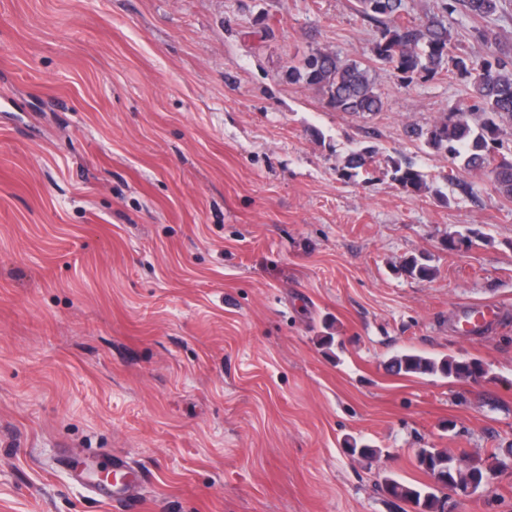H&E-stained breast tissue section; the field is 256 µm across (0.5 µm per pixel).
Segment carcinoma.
I'll use <instances>...</instances> for the list:
<instances>
[{"label":"carcinoma","mask_w":512,"mask_h":512,"mask_svg":"<svg viewBox=\"0 0 512 512\" xmlns=\"http://www.w3.org/2000/svg\"><path fill=\"white\" fill-rule=\"evenodd\" d=\"M500 0H449L448 12L460 11L473 20H484L498 10ZM358 12L373 22L378 31L373 46L374 58L392 66L407 80L416 74H437L447 64L459 74L472 78L474 98L481 105L484 118L477 127L469 123L468 112H451L445 121L426 130H412L416 138L432 151L461 158L471 168H490L496 188L512 197V155L498 152L500 122L512 119V60L493 61L480 54L465 57L450 55L448 28L443 20L432 18L412 25L404 20V0H357ZM288 80L315 86L326 96L327 105L338 112L374 113L382 109L381 96L375 91L369 67L343 59L333 52L307 56L302 65L288 67ZM376 150L367 146L352 151L342 169V177L352 180L370 173ZM391 180L407 192L427 186L426 174L411 162H391ZM408 276L420 280L433 278L434 269L424 256H411L401 266ZM389 369L397 374L439 375L445 378L477 381L484 378V364L476 359L453 356L428 357L412 351H400L391 357ZM419 467L432 475L439 471L449 485L478 490L488 469L502 460L491 452L470 456L461 461L438 448H421ZM385 488L393 497L410 503L413 512H437L438 490L425 486H408L393 477H385Z\"/></svg>","instance_id":"cac0c4a2"}]
</instances>
